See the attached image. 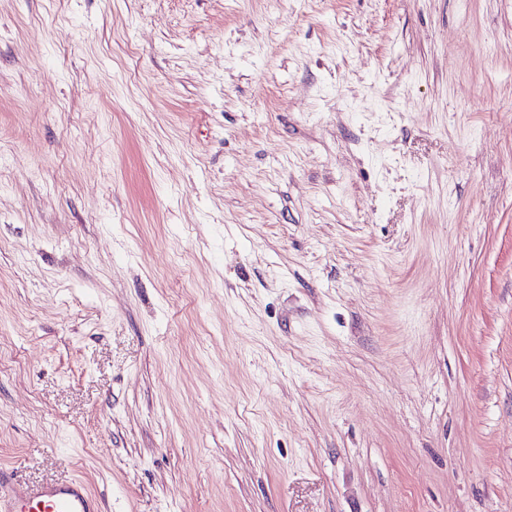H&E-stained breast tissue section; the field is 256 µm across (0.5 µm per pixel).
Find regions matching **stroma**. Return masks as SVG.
Returning a JSON list of instances; mask_svg holds the SVG:
<instances>
[{
  "instance_id": "1",
  "label": "stroma",
  "mask_w": 512,
  "mask_h": 512,
  "mask_svg": "<svg viewBox=\"0 0 512 512\" xmlns=\"http://www.w3.org/2000/svg\"><path fill=\"white\" fill-rule=\"evenodd\" d=\"M0 469L512 512V0H0Z\"/></svg>"
}]
</instances>
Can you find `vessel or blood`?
<instances>
[{
  "mask_svg": "<svg viewBox=\"0 0 512 512\" xmlns=\"http://www.w3.org/2000/svg\"><path fill=\"white\" fill-rule=\"evenodd\" d=\"M0 512H96L95 502L78 480L19 489L12 475L0 472Z\"/></svg>",
  "mask_w": 512,
  "mask_h": 512,
  "instance_id": "vessel-or-blood-1",
  "label": "vessel or blood"
}]
</instances>
